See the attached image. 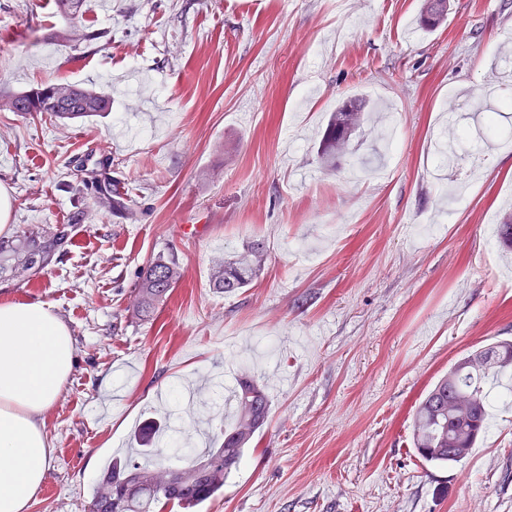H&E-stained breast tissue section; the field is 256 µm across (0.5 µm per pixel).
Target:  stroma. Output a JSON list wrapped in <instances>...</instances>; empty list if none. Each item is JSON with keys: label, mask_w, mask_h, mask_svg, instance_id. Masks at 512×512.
Instances as JSON below:
<instances>
[{"label": "stroma", "mask_w": 512, "mask_h": 512, "mask_svg": "<svg viewBox=\"0 0 512 512\" xmlns=\"http://www.w3.org/2000/svg\"><path fill=\"white\" fill-rule=\"evenodd\" d=\"M0 0V186L13 241L65 228L39 274H0V301L68 324L74 372L50 414L55 448L29 512H84L98 473L151 421L180 448L219 446L225 397L265 385V428L197 512H512V401L462 464L411 443L422 396L467 353L512 340V0ZM110 95L82 121L11 112L44 83ZM376 104L336 171L316 149L345 98ZM118 181L129 208L85 183ZM264 239L245 289L213 286L225 253ZM183 276L146 320L141 268ZM421 14L420 23L425 30L436 29L448 16V0H426Z\"/></svg>", "instance_id": "35a3bbf8"}]
</instances>
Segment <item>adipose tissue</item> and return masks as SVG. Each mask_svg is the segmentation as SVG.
I'll list each match as a JSON object with an SVG mask.
<instances>
[{"instance_id":"adipose-tissue-1","label":"adipose tissue","mask_w":512,"mask_h":512,"mask_svg":"<svg viewBox=\"0 0 512 512\" xmlns=\"http://www.w3.org/2000/svg\"><path fill=\"white\" fill-rule=\"evenodd\" d=\"M76 362L64 321L41 301H0V512H27L54 453L46 419Z\"/></svg>"}]
</instances>
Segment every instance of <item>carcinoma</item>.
<instances>
[{"label":"carcinoma","mask_w":512,"mask_h":512,"mask_svg":"<svg viewBox=\"0 0 512 512\" xmlns=\"http://www.w3.org/2000/svg\"><path fill=\"white\" fill-rule=\"evenodd\" d=\"M71 21L82 16L84 0H58ZM448 15V0H426L422 28L436 29ZM11 112H49L62 120H76L107 112L109 95L78 85L52 83L10 96L4 103ZM368 103L354 97L344 101L330 116L322 134L317 157L325 169L353 152L355 139L367 124ZM127 193L117 186L98 187L95 203L101 208L126 207ZM67 243L63 230L24 234L11 244L0 243V270L30 274L44 269ZM267 259L262 239L248 242L224 259L214 272V285L226 293L251 285ZM182 273L174 257L160 256L141 269L134 293L135 311L148 317L164 301ZM512 366V340L504 339L476 349L458 359L419 402L413 415L412 442L421 459L435 465H454L464 459L453 448H474L485 430L491 378ZM270 400L265 388L243 375L236 388L234 427L224 431V442L201 455L185 452L179 466L143 465L131 457L114 458L95 481L88 512H156L173 504L184 512L224 493V481L237 468L245 449L267 423Z\"/></svg>","instance_id":"cac0c4a2"}]
</instances>
